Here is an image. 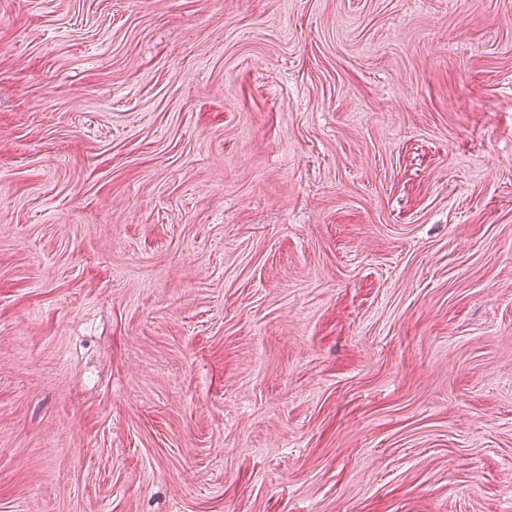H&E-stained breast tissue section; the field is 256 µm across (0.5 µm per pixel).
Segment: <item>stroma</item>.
I'll return each instance as SVG.
<instances>
[{
    "label": "stroma",
    "instance_id": "35a3bbf8",
    "mask_svg": "<svg viewBox=\"0 0 512 512\" xmlns=\"http://www.w3.org/2000/svg\"><path fill=\"white\" fill-rule=\"evenodd\" d=\"M0 512H512V0H0Z\"/></svg>",
    "mask_w": 512,
    "mask_h": 512
}]
</instances>
